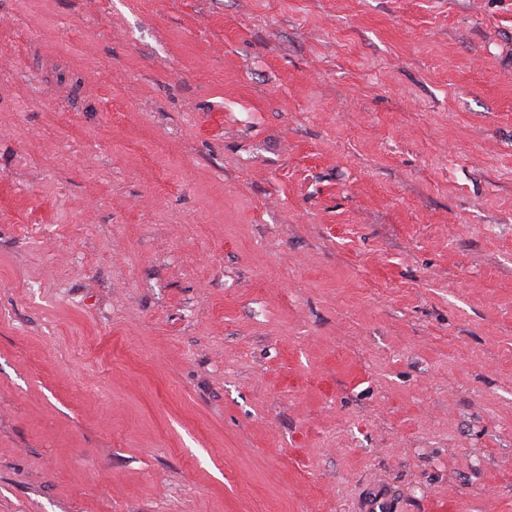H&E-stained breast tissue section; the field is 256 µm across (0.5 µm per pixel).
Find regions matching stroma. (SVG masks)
<instances>
[{"label":"stroma","instance_id":"obj_1","mask_svg":"<svg viewBox=\"0 0 512 512\" xmlns=\"http://www.w3.org/2000/svg\"><path fill=\"white\" fill-rule=\"evenodd\" d=\"M376 496L512 512V0H0V512Z\"/></svg>","mask_w":512,"mask_h":512}]
</instances>
